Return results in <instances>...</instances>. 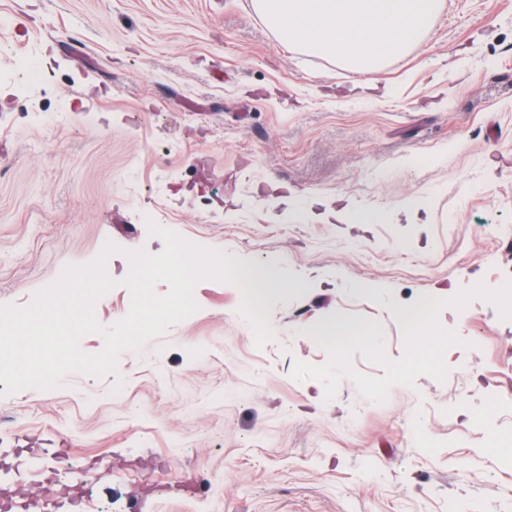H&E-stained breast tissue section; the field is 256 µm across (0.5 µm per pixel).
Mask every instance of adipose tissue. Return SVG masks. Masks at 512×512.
<instances>
[{"instance_id": "1", "label": "adipose tissue", "mask_w": 512, "mask_h": 512, "mask_svg": "<svg viewBox=\"0 0 512 512\" xmlns=\"http://www.w3.org/2000/svg\"><path fill=\"white\" fill-rule=\"evenodd\" d=\"M440 0H252L284 41L372 72L420 40Z\"/></svg>"}]
</instances>
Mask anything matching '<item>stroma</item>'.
<instances>
[{
    "mask_svg": "<svg viewBox=\"0 0 512 512\" xmlns=\"http://www.w3.org/2000/svg\"><path fill=\"white\" fill-rule=\"evenodd\" d=\"M153 223L273 269V334L207 278L116 372L0 382L18 504L65 512L68 457L94 470L81 512H512V0H441L372 73L251 0H0V306L102 256L115 325ZM426 308L441 344L409 329Z\"/></svg>",
    "mask_w": 512,
    "mask_h": 512,
    "instance_id": "35a3bbf8",
    "label": "stroma"
}]
</instances>
